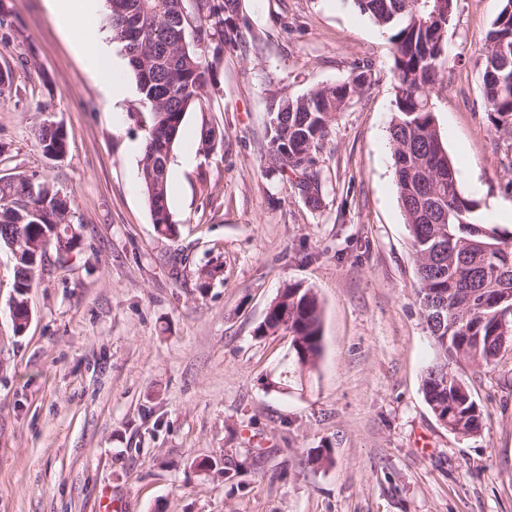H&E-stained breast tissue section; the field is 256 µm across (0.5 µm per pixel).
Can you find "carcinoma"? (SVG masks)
I'll return each instance as SVG.
<instances>
[{
	"mask_svg": "<svg viewBox=\"0 0 512 512\" xmlns=\"http://www.w3.org/2000/svg\"><path fill=\"white\" fill-rule=\"evenodd\" d=\"M226 0H116L108 3L112 38L120 41L135 77L140 101L151 114L141 179L157 232L177 237L168 196L170 156L183 119L200 102L206 73L213 67L204 47L215 42L225 52L245 43L250 24L243 9L237 19L224 14ZM360 13L390 33L393 44L394 113L389 126L398 199L409 227L418 279L419 308L439 356L426 369L422 389L433 413L448 416V429L470 435L482 427V410L461 371L463 366H495L504 336L502 317L512 311V232L481 221L478 203L463 195L456 169L438 133L428 97L447 71V32L432 15L453 17L457 0H354ZM194 18L188 25L185 15ZM192 30L193 42L187 41ZM483 52L482 92L487 120L499 136L512 138V0H497ZM371 85L370 70L348 82L319 86L269 105L266 153L269 169L283 182L299 173V191L314 208L322 205L324 184L318 154L336 113ZM35 136L43 154L66 141L63 128L46 123ZM70 205L48 182L18 175L0 184V246L12 242L14 285L26 299L35 285L40 258L30 244L56 246L70 227ZM288 330L298 338L293 361L316 365L322 349L316 296L290 285L270 305L256 334Z\"/></svg>",
	"mask_w": 512,
	"mask_h": 512,
	"instance_id": "carcinoma-1",
	"label": "carcinoma"
}]
</instances>
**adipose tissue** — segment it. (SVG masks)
Returning a JSON list of instances; mask_svg holds the SVG:
<instances>
[{"instance_id": "1", "label": "adipose tissue", "mask_w": 512, "mask_h": 512, "mask_svg": "<svg viewBox=\"0 0 512 512\" xmlns=\"http://www.w3.org/2000/svg\"><path fill=\"white\" fill-rule=\"evenodd\" d=\"M48 11L60 31L68 38L73 49L83 60L87 73L101 83L112 101L125 99L129 90L122 81L111 80L114 68L112 46L96 28L85 26L86 18L94 16L97 0H45Z\"/></svg>"}]
</instances>
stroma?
<instances>
[{"label":"stroma","instance_id":"stroma-1","mask_svg":"<svg viewBox=\"0 0 512 512\" xmlns=\"http://www.w3.org/2000/svg\"><path fill=\"white\" fill-rule=\"evenodd\" d=\"M242 7L246 47L214 63L171 153L195 146L169 189L170 240L130 151L150 128L133 74L117 71L132 93L113 107L45 0H0L15 23L0 29V68L14 75L0 94V177L50 182L79 234L66 265L39 270L21 335L14 261L0 247V512H512V348L464 375L479 432L448 431L424 399L436 348L394 181L388 34L352 0ZM494 17V0H458L431 106L462 192L483 223L512 231L501 217L512 146L489 125L481 89ZM366 65L373 84L329 129L325 197L312 207L266 170L269 103ZM45 122L66 132L62 159L34 138ZM205 126L224 136L210 150ZM291 283L321 308V357L303 373L288 334L255 333ZM323 449L331 465L313 462ZM204 459L248 472L228 480L199 469Z\"/></svg>","mask_w":512,"mask_h":512}]
</instances>
